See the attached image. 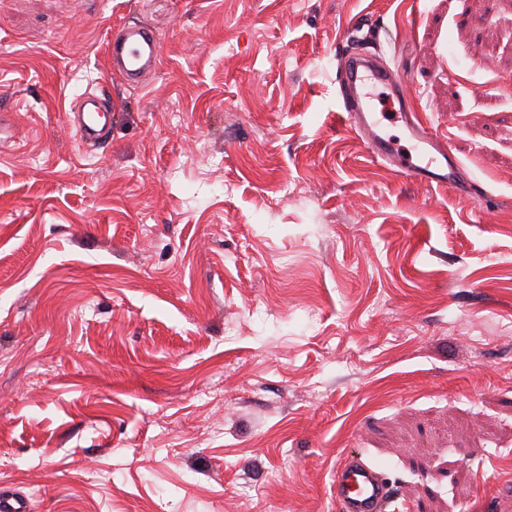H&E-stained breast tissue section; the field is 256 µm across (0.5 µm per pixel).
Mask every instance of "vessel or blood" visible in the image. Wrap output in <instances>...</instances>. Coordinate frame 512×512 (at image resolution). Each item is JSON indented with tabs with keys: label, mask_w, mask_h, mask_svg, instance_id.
Listing matches in <instances>:
<instances>
[{
	"label": "vessel or blood",
	"mask_w": 512,
	"mask_h": 512,
	"mask_svg": "<svg viewBox=\"0 0 512 512\" xmlns=\"http://www.w3.org/2000/svg\"><path fill=\"white\" fill-rule=\"evenodd\" d=\"M105 52L109 67L117 70L131 86L139 85L141 74L159 67L157 38L145 26L126 27L121 35L108 37ZM369 83L389 89L396 100L404 98L405 82L397 70L377 66L365 53L347 51L338 76L340 106L348 126L365 138L370 156L398 168L412 180L445 186L460 194L471 193L473 180L465 177L449 145L427 125L413 122L407 125L411 139L420 149L416 160L403 155L383 135L363 92ZM73 114L81 143L101 144L112 128V102L105 92L85 93ZM332 497L337 512H388L394 501L393 488L381 469L353 452L336 470Z\"/></svg>",
	"instance_id": "vessel-or-blood-1"
}]
</instances>
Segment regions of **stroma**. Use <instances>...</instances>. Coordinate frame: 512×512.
Here are the masks:
<instances>
[{"mask_svg":"<svg viewBox=\"0 0 512 512\" xmlns=\"http://www.w3.org/2000/svg\"><path fill=\"white\" fill-rule=\"evenodd\" d=\"M124 21L159 42L139 88L102 52ZM352 25L479 195L369 157ZM354 450L397 512L512 493V0H0V485L335 512ZM112 98L105 92H87L71 111L70 118L82 144L99 145L112 129Z\"/></svg>","mask_w":512,"mask_h":512,"instance_id":"35a3bbf8","label":"stroma"}]
</instances>
